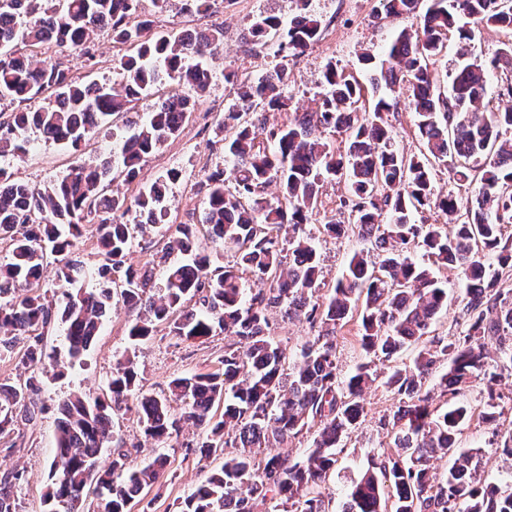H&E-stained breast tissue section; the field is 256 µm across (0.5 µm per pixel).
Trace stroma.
Here are the masks:
<instances>
[{"label": "stroma", "instance_id": "35a3bbf8", "mask_svg": "<svg viewBox=\"0 0 512 512\" xmlns=\"http://www.w3.org/2000/svg\"><path fill=\"white\" fill-rule=\"evenodd\" d=\"M378 8V0H310V9L321 20L324 31L307 54L297 59L277 55L271 48L258 58L252 55L249 44V27L254 16L262 13L285 18L296 14V0H229L223 11L210 17H187L173 11L158 14L160 24L170 29L223 25L224 51L211 62V82L200 95L197 111L180 135L168 140L147 158L135 181H118L112 185L113 190L132 195L167 170L175 169L180 173L179 180L168 190L164 225L134 229L130 264L148 263L155 270H162L166 227L186 222L190 213L199 211L205 175L223 167L224 152L216 125L225 109L236 102L230 85L224 80L225 74L255 78L267 71L287 68L290 109L305 111L324 91L323 72L327 63H335L345 73L360 74L361 50L378 51L390 41L396 25L377 20ZM501 41V35L495 32L476 34L467 43L449 36L447 48L434 66L438 84L444 89L449 87L460 56L489 61ZM97 49L96 63L92 66L74 54L63 53L59 59L75 76L96 82L119 81L116 61L122 54L121 48L103 34L97 40ZM32 140L35 147L27 156H0V166L10 167L33 186L40 187L55 180L78 161L77 156L40 135H33ZM309 229L316 239L324 274L330 282L342 275L351 255L365 247L363 241L351 234L338 238L324 235L318 221L310 223ZM442 280L448 292V305L439 312L430 331L432 335L450 338L464 327L461 288L455 273L444 274ZM136 317V312L126 307L112 309L97 341L78 360L68 355L62 325H54L45 335L48 356L43 360L39 375L44 411L36 423L0 436V472L18 469L24 473L23 481L15 490L18 512L45 510L44 495L50 482L59 403L75 391L92 398L103 395L117 358L126 350L136 353L140 388L146 393L166 391L172 377L218 368L226 343L223 333H216L202 342L180 341L160 326L148 341L135 345L128 338V327ZM420 349V344L414 343L393 360L375 364L381 379L368 390L361 423L347 440L343 452L337 454L336 471L322 488L333 512H340L351 482L358 479L369 453L384 439L379 421L390 410L393 399L382 381L383 376L394 369L413 367ZM498 391L502 411L499 426L473 419L459 437L461 447L481 451L473 471V481L478 487L489 482L512 483V456L501 450L505 438L512 433V375L504 377ZM192 439L193 432L188 429L169 441L164 449L168 458L167 478L160 487L150 489L133 512H175L190 490L219 465V458L203 457L188 449L187 444Z\"/></svg>", "mask_w": 512, "mask_h": 512}]
</instances>
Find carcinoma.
I'll list each match as a JSON object with an SVG mask.
<instances>
[{
  "label": "carcinoma",
  "instance_id": "cac0c4a2",
  "mask_svg": "<svg viewBox=\"0 0 512 512\" xmlns=\"http://www.w3.org/2000/svg\"><path fill=\"white\" fill-rule=\"evenodd\" d=\"M141 0H0V107L48 93L54 101L35 111L17 109L0 120V156L26 155L28 131L74 153L99 128L128 112L143 98L174 82L183 91L161 94L145 116L126 128L112 155L84 161L61 178L34 188L0 167V240L11 243L9 261L0 266V356L20 354L19 362L39 368L44 357L41 330L65 327L69 355L80 357L99 335L115 302L138 310L128 328L136 344L163 324L183 341H203L224 332L235 341L224 346L218 372L173 377L168 388L183 403L171 409L165 395L139 392L134 361H118L105 397L73 394L60 405L54 482L46 496L48 512H84L83 492L96 482L103 512H131V503L164 477L167 457L160 453L131 465L122 443L101 470L98 455L112 442V413L135 399L144 436L163 443L186 425L204 429L195 443L205 457L224 462L177 506V512H257L277 501L281 512H329L319 491L336 464V454L359 424L361 397L379 377L365 364L341 378L336 350L343 322H358L362 349L386 361L429 334L444 307L447 289L415 254L454 270L463 290L466 329L453 341L437 337L422 349L414 367L393 371L387 388L395 410L380 427L391 446L368 456L359 479L348 489L343 512H512V484L479 490L471 482L475 448L459 445L471 411L457 403L440 411L427 377L440 363L442 392L453 397L483 386V420L498 426L497 386L512 372V289L500 288L512 274V106L489 111L483 103L488 76L512 74V0H381L385 17L403 22L380 52L367 50L359 61L369 79L337 70L323 73L326 92L307 112L286 124L267 126L268 117L288 109V71H269L256 80L228 75L236 103L220 128L225 162L232 166V188L224 171L205 176V196L197 221L175 225L167 254H176L154 284V267L127 264L130 216L160 224L166 216L168 184L180 174L159 175L150 188L128 199L107 194L116 176L132 181L145 159L179 135L195 111L196 96L210 82V62L223 46L218 26L194 36L181 30H154L155 21L139 13ZM289 20L259 14L250 29L257 43L272 42L284 56L303 55L323 32L321 21L301 0ZM219 0H180V10L206 16ZM504 34L488 63L462 61L448 92L437 86L434 65L446 49L448 33L462 40L481 29ZM105 31L125 48L117 65L118 83L86 82L38 55H24L18 44L43 50L78 52L95 64L96 36ZM405 106L413 112L422 144L417 154L397 145L389 115ZM345 133L335 146L326 131ZM446 162L463 198L433 189L434 163ZM343 181L340 209L324 230L357 234L377 251L378 261L360 251L320 298L322 266L306 225L318 213L322 186ZM279 185L281 196L266 197ZM435 208L447 224H418L415 214ZM96 220L101 261L94 276L106 287L79 286L85 269L70 258L87 219ZM235 250L232 266H215L193 251L197 226ZM60 256L58 301L39 292L46 248ZM491 255L494 266L482 257ZM159 287L156 293L149 289ZM281 309L308 324L312 336L300 358L287 361L268 335L270 315ZM501 359L489 361L488 346ZM36 377L21 386L0 383V434L42 412ZM314 433L303 456L292 461L272 449ZM449 459L442 474L431 460ZM23 473L0 475V512H16L14 489Z\"/></svg>",
  "mask_w": 512,
  "mask_h": 512
}]
</instances>
